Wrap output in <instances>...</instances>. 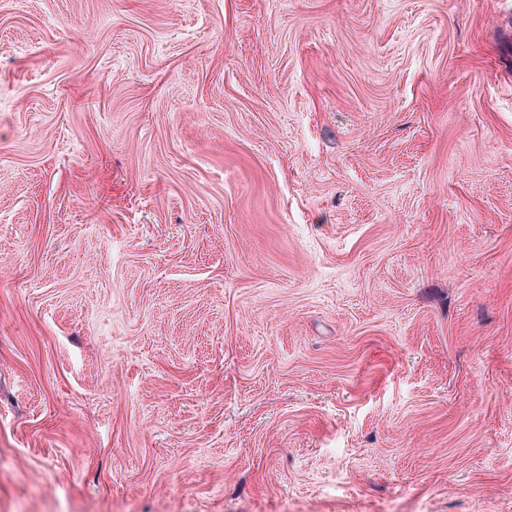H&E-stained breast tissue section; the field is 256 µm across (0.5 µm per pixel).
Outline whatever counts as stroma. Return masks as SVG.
Listing matches in <instances>:
<instances>
[{
  "label": "stroma",
  "mask_w": 512,
  "mask_h": 512,
  "mask_svg": "<svg viewBox=\"0 0 512 512\" xmlns=\"http://www.w3.org/2000/svg\"><path fill=\"white\" fill-rule=\"evenodd\" d=\"M0 512H512V0H0Z\"/></svg>",
  "instance_id": "35a3bbf8"
}]
</instances>
